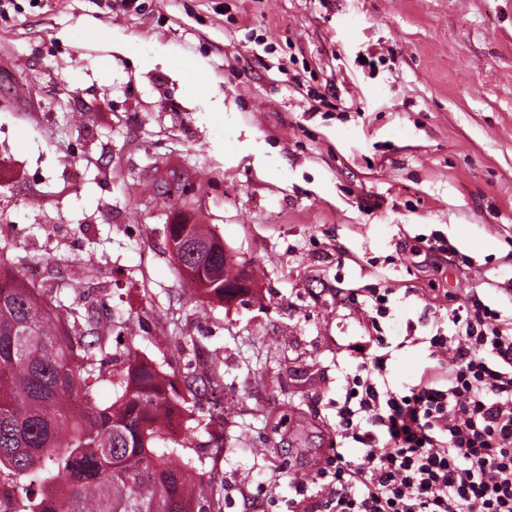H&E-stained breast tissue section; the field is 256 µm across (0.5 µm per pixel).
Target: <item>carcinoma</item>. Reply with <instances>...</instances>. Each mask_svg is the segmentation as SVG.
Segmentation results:
<instances>
[{"mask_svg": "<svg viewBox=\"0 0 512 512\" xmlns=\"http://www.w3.org/2000/svg\"><path fill=\"white\" fill-rule=\"evenodd\" d=\"M179 262L202 305L231 302L224 281L251 278L222 249ZM127 329L80 314L53 286H0V512H223L194 435L169 437L212 378L189 362L178 391L122 343Z\"/></svg>", "mask_w": 512, "mask_h": 512, "instance_id": "1", "label": "carcinoma"}]
</instances>
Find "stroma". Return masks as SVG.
<instances>
[{
    "mask_svg": "<svg viewBox=\"0 0 512 512\" xmlns=\"http://www.w3.org/2000/svg\"><path fill=\"white\" fill-rule=\"evenodd\" d=\"M139 2L0 13V250L165 372L215 367L223 512H285L336 445L359 289L393 291L397 386L467 293L512 308V0ZM170 224L218 233L253 302L198 306ZM434 231L468 265L413 255Z\"/></svg>",
    "mask_w": 512,
    "mask_h": 512,
    "instance_id": "1",
    "label": "stroma"
}]
</instances>
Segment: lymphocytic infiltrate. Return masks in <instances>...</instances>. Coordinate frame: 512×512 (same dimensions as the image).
I'll return each instance as SVG.
<instances>
[{"mask_svg":"<svg viewBox=\"0 0 512 512\" xmlns=\"http://www.w3.org/2000/svg\"><path fill=\"white\" fill-rule=\"evenodd\" d=\"M390 295L366 291L377 351L359 352L334 405L323 496L297 483L289 512H512V314L467 294L427 337V365L395 387Z\"/></svg>","mask_w":512,"mask_h":512,"instance_id":"obj_1","label":"lymphocytic infiltrate"}]
</instances>
